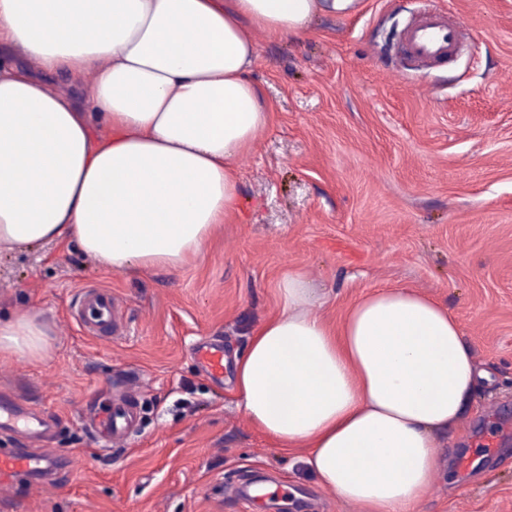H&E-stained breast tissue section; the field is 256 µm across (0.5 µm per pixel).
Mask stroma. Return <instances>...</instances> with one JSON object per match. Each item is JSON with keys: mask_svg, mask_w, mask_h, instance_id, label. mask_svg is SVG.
<instances>
[{"mask_svg": "<svg viewBox=\"0 0 512 512\" xmlns=\"http://www.w3.org/2000/svg\"><path fill=\"white\" fill-rule=\"evenodd\" d=\"M425 12L471 42L436 65L408 60ZM270 128L237 162L240 205L206 256L177 270H105L67 243L0 252V315L50 329L40 358L0 354V388L55 414L53 482L12 481L28 512H354L241 412L235 362L303 272L339 326L362 295L402 286L448 306L489 374L449 429L412 512H512V0H360L281 38L252 32ZM112 291L127 332L86 335L83 288ZM224 346V377L193 351ZM136 378L141 418L105 447L84 419L107 385ZM259 485L281 488L252 499Z\"/></svg>", "mask_w": 512, "mask_h": 512, "instance_id": "35a3bbf8", "label": "stroma"}]
</instances>
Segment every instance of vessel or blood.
<instances>
[{"mask_svg":"<svg viewBox=\"0 0 512 512\" xmlns=\"http://www.w3.org/2000/svg\"><path fill=\"white\" fill-rule=\"evenodd\" d=\"M468 32L449 23L446 16L427 13L414 20L404 34L405 52L409 59L422 64L440 62L448 58L459 44L468 42ZM73 318L86 331L111 329L113 334L123 331V312L111 291L98 287L82 290ZM213 378L224 374V349L208 343L194 353ZM139 414L138 386L127 380L117 390L112 411L106 424V436L113 445H122ZM0 423L22 432L26 441L20 447L0 451V476L11 478L20 473L39 470L42 459L38 453L46 446L57 428L53 416L33 409L29 401L18 394L0 396Z\"/></svg>","mask_w":512,"mask_h":512,"instance_id":"obj_1","label":"vessel or blood"}]
</instances>
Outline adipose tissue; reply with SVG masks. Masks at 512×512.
<instances>
[{"label":"adipose tissue","mask_w":512,"mask_h":512,"mask_svg":"<svg viewBox=\"0 0 512 512\" xmlns=\"http://www.w3.org/2000/svg\"><path fill=\"white\" fill-rule=\"evenodd\" d=\"M359 0H0V250L74 243L102 268L177 269L236 212L235 160L271 107L252 77L261 28L299 34ZM35 61L31 73L23 60ZM95 73L77 103L58 76ZM236 361L237 405L319 484L367 512H410L441 436L468 407L474 351L439 301L402 287L359 299L340 327L305 275ZM49 328L0 318V352L39 358Z\"/></svg>","instance_id":"1"}]
</instances>
